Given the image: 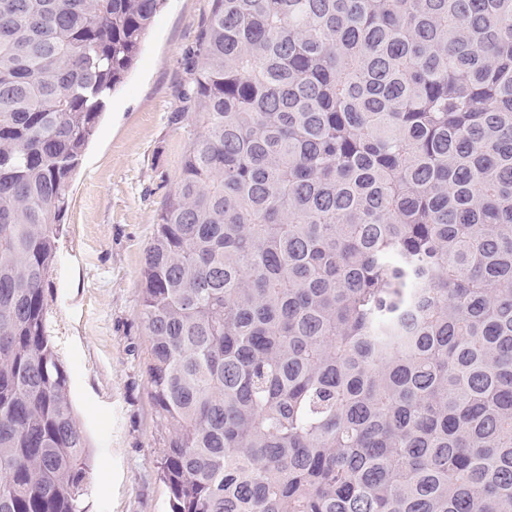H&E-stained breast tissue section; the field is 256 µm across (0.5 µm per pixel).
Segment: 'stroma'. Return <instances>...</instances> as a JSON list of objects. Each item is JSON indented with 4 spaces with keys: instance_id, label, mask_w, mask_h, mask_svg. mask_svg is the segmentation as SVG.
<instances>
[{
    "instance_id": "1",
    "label": "stroma",
    "mask_w": 512,
    "mask_h": 512,
    "mask_svg": "<svg viewBox=\"0 0 512 512\" xmlns=\"http://www.w3.org/2000/svg\"><path fill=\"white\" fill-rule=\"evenodd\" d=\"M213 0H167L109 99L71 186L49 333L91 444L88 512H169L138 288L157 215L199 133L183 97Z\"/></svg>"
}]
</instances>
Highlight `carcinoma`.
I'll return each mask as SVG.
<instances>
[{"instance_id": "1", "label": "carcinoma", "mask_w": 512, "mask_h": 512, "mask_svg": "<svg viewBox=\"0 0 512 512\" xmlns=\"http://www.w3.org/2000/svg\"><path fill=\"white\" fill-rule=\"evenodd\" d=\"M165 0H0V512H84L69 189ZM145 250L171 512H512V0H214Z\"/></svg>"}]
</instances>
